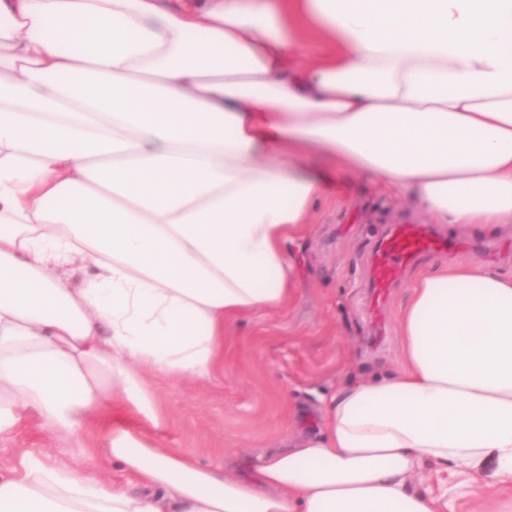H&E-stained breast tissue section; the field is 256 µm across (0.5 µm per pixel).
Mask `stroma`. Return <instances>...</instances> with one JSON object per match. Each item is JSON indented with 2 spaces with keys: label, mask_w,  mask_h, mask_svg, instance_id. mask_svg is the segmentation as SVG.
I'll return each mask as SVG.
<instances>
[{
  "label": "stroma",
  "mask_w": 512,
  "mask_h": 512,
  "mask_svg": "<svg viewBox=\"0 0 512 512\" xmlns=\"http://www.w3.org/2000/svg\"><path fill=\"white\" fill-rule=\"evenodd\" d=\"M299 169L329 171L331 182L326 203L306 227L288 303L229 322L224 364L209 380L148 376L165 414L155 438L204 467L247 471L286 439L319 430L322 397L349 379L397 369L398 314L423 271L470 259L512 271V225L486 233L449 231L407 197L383 192L361 173L332 170L324 151L312 145ZM405 223L427 226L446 248L409 266L375 322L368 313L373 253L395 225ZM113 418V408H104L79 446L27 417L0 435V466L27 454L72 460L83 448L103 446Z\"/></svg>",
  "instance_id": "1"
}]
</instances>
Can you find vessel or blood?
Returning <instances> with one entry per match:
<instances>
[{
    "instance_id": "obj_1",
    "label": "vessel or blood",
    "mask_w": 512,
    "mask_h": 512,
    "mask_svg": "<svg viewBox=\"0 0 512 512\" xmlns=\"http://www.w3.org/2000/svg\"><path fill=\"white\" fill-rule=\"evenodd\" d=\"M445 242L417 224H400L382 239L376 253L371 318H378L389 286L418 258L444 250Z\"/></svg>"
}]
</instances>
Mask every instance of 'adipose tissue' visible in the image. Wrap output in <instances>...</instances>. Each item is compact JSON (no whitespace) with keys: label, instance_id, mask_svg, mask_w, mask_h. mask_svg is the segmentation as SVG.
Wrapping results in <instances>:
<instances>
[{"label":"adipose tissue","instance_id":"adipose-tissue-1","mask_svg":"<svg viewBox=\"0 0 512 512\" xmlns=\"http://www.w3.org/2000/svg\"><path fill=\"white\" fill-rule=\"evenodd\" d=\"M308 144L437 223L512 224V0H0V432L129 417L103 456L0 471V512H442L431 464L512 512V274L474 261L420 274L400 368L250 474L153 438L146 371L206 380L228 321L287 303ZM439 468H441V467L440 466L431 467L430 469L432 471H430L428 474H426V478L423 483L417 484V486H416L417 489L423 490V489L429 488L434 493L437 494L441 491V489L444 487V485H446L447 480H448V488L458 482L465 480V477H463V476L452 475L449 471V469H450L449 466H448V474L446 472L437 473L435 470L439 469Z\"/></svg>","mask_w":512,"mask_h":512}]
</instances>
